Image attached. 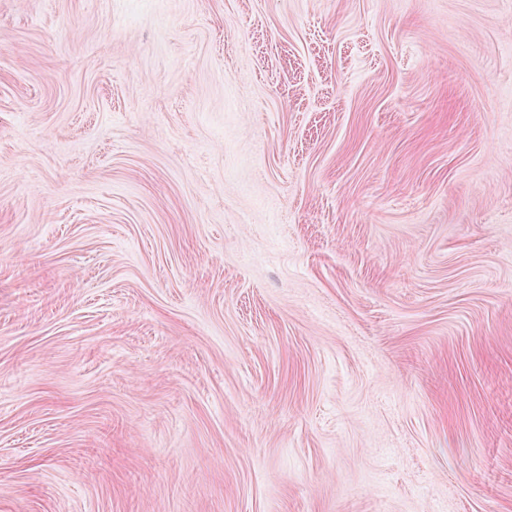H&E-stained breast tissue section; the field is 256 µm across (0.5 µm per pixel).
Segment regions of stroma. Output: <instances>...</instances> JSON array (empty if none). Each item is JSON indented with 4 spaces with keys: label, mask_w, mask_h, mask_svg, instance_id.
Instances as JSON below:
<instances>
[{
    "label": "stroma",
    "mask_w": 512,
    "mask_h": 512,
    "mask_svg": "<svg viewBox=\"0 0 512 512\" xmlns=\"http://www.w3.org/2000/svg\"><path fill=\"white\" fill-rule=\"evenodd\" d=\"M0 512H512V0H0Z\"/></svg>",
    "instance_id": "1"
}]
</instances>
